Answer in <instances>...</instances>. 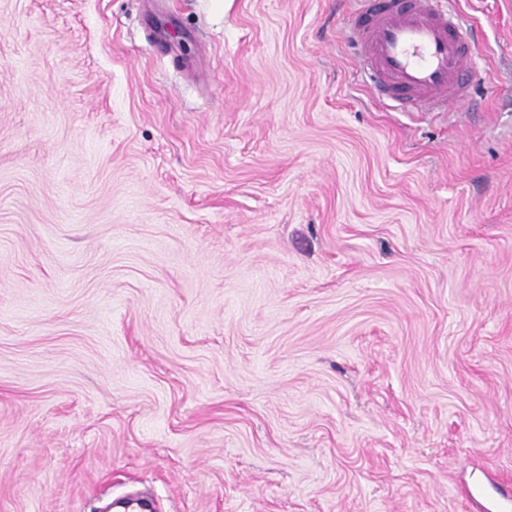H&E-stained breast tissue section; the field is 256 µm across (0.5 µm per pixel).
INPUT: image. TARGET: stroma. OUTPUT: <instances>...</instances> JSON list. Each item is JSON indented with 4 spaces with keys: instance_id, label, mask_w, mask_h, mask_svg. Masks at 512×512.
Returning a JSON list of instances; mask_svg holds the SVG:
<instances>
[{
    "instance_id": "35a3bbf8",
    "label": "stroma",
    "mask_w": 512,
    "mask_h": 512,
    "mask_svg": "<svg viewBox=\"0 0 512 512\" xmlns=\"http://www.w3.org/2000/svg\"><path fill=\"white\" fill-rule=\"evenodd\" d=\"M401 112L354 0H0V512H483L512 488V0Z\"/></svg>"
}]
</instances>
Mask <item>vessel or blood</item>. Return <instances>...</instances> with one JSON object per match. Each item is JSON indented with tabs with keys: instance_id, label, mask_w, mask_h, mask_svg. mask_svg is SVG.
<instances>
[{
	"instance_id": "b4317fda",
	"label": "vessel or blood",
	"mask_w": 512,
	"mask_h": 512,
	"mask_svg": "<svg viewBox=\"0 0 512 512\" xmlns=\"http://www.w3.org/2000/svg\"><path fill=\"white\" fill-rule=\"evenodd\" d=\"M440 0H357L349 41L375 90L404 107L465 99L474 43Z\"/></svg>"
}]
</instances>
